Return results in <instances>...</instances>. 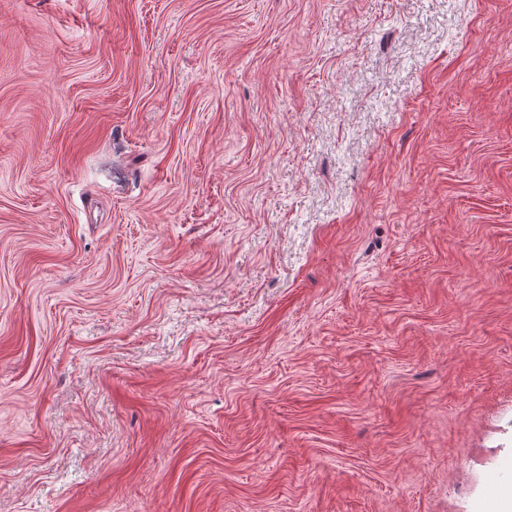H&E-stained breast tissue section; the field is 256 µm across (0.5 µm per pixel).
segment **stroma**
Returning a JSON list of instances; mask_svg holds the SVG:
<instances>
[{
    "instance_id": "35a3bbf8",
    "label": "stroma",
    "mask_w": 512,
    "mask_h": 512,
    "mask_svg": "<svg viewBox=\"0 0 512 512\" xmlns=\"http://www.w3.org/2000/svg\"><path fill=\"white\" fill-rule=\"evenodd\" d=\"M512 0H0V512H495Z\"/></svg>"
}]
</instances>
